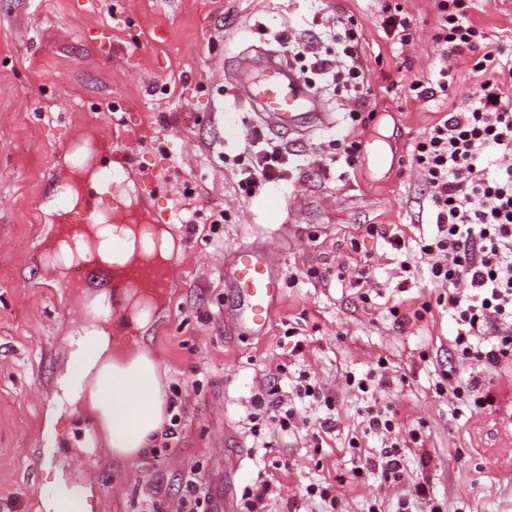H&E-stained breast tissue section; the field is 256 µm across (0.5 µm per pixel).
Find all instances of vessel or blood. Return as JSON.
I'll list each match as a JSON object with an SVG mask.
<instances>
[{
	"label": "vessel or blood",
	"mask_w": 512,
	"mask_h": 512,
	"mask_svg": "<svg viewBox=\"0 0 512 512\" xmlns=\"http://www.w3.org/2000/svg\"><path fill=\"white\" fill-rule=\"evenodd\" d=\"M263 60L265 76L259 80L252 74V57L240 58L236 84L240 96L250 101L265 126L288 134L333 124L332 113L324 111L294 67L273 53L264 54ZM130 164L127 152L115 147L109 163L100 170V182L112 183ZM224 282L236 298L227 313L239 330L252 336L264 334L281 293L279 278L269 262L256 249L240 248L224 268Z\"/></svg>",
	"instance_id": "b4317fda"
}]
</instances>
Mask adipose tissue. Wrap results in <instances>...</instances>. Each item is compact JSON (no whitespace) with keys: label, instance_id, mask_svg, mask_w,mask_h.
<instances>
[{"label":"adipose tissue","instance_id":"1","mask_svg":"<svg viewBox=\"0 0 512 512\" xmlns=\"http://www.w3.org/2000/svg\"><path fill=\"white\" fill-rule=\"evenodd\" d=\"M102 234L95 224L80 232L84 238L101 237L100 263L116 275L128 264L155 255L167 258L174 249L173 238L165 230L154 233L141 226H123V242L117 250ZM58 385L63 399L92 419V446L116 456L138 458L168 418L164 383L154 358L141 349L113 346L93 311L87 315L83 336L69 353Z\"/></svg>","mask_w":512,"mask_h":512}]
</instances>
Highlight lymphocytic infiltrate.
I'll return each mask as SVG.
<instances>
[{"label": "lymphocytic infiltrate", "mask_w": 512, "mask_h": 512, "mask_svg": "<svg viewBox=\"0 0 512 512\" xmlns=\"http://www.w3.org/2000/svg\"><path fill=\"white\" fill-rule=\"evenodd\" d=\"M433 35L439 49L437 69L426 78H409L400 89L415 98L445 102L455 87L459 64L468 62L479 81L467 102L449 105L414 143L412 161L426 188L431 233L420 235L414 248H406L399 235L389 237L403 254L400 270L411 279L427 273L438 294L434 303L446 308L454 324L449 353L477 363L480 371L468 379L441 375L438 396L449 403L468 402L475 408L493 407L500 394L512 391V51L495 42L472 14V0H432ZM291 55L301 61L302 73L317 76L332 86L345 103L352 120L368 111L372 88L366 77L362 33L352 16L338 13L324 38L292 37ZM247 165L239 185L246 195L281 181L288 149L260 131L248 138ZM501 375L497 388L486 386L483 373ZM395 380L385 362L365 376H348L346 384L371 396L365 406L366 431L384 437L380 454L360 459V470L375 474L381 483L401 480L407 454L421 449V469L433 459L424 453L423 428L399 431V412L374 395ZM332 398L308 373H299L291 396L277 387L259 390L252 400L253 422L274 432L308 429L315 447H322L336 428V417L327 412L312 418L306 407L331 406Z\"/></svg>", "instance_id": "f902f5d3"}]
</instances>
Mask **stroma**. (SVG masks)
I'll return each mask as SVG.
<instances>
[{
    "mask_svg": "<svg viewBox=\"0 0 512 512\" xmlns=\"http://www.w3.org/2000/svg\"><path fill=\"white\" fill-rule=\"evenodd\" d=\"M94 2V10L78 11L72 0H0V512H52L34 508L40 488L50 496L82 492L84 512H141L152 486L166 498L163 512H175L178 478L190 467L204 474L213 512H246V487L271 472L279 455L289 471L279 474L261 512H310L298 484L319 479L335 483L341 512H365L366 498L377 494L385 512H397L408 485L354 478L358 457L348 447L363 401L345 377L381 359L407 376L379 397L396 405L405 426L424 424L435 463L431 496L447 512H512V392L480 411L453 410L436 395L441 364L460 379L475 366L449 356L447 313L412 319L435 299V288L421 278L402 281L398 251L365 232L376 224L409 242L431 230L409 161L412 144L440 118L439 106L381 91L399 75L433 72L429 0H406L419 33L401 55L384 37L382 0ZM339 10L363 34L376 116L365 129L341 120L286 137L268 131L290 151L277 188L288 208L271 224L265 192L244 197L238 189L235 158L256 117L235 93L236 63L258 48L283 51L290 33L322 37ZM346 134L365 145L352 169L333 145ZM117 142L139 164L100 187L109 213L151 222L188 202L224 212L216 233L206 222L191 234L172 226L181 261L140 327L114 275L98 269L76 277L44 256L81 164L99 168ZM242 246L262 249L280 276L281 296L261 337L224 320L233 303L224 260ZM367 260L378 290L364 303L353 273ZM102 294L118 311L107 323L113 336L137 341L166 387L180 389L175 438L156 439L135 460L75 452L94 427L54 399L70 340L83 333L85 304ZM395 306L409 323L397 324ZM298 339L304 351L295 357ZM303 371L334 399L336 429L327 445L313 448L302 432L252 435L254 395L270 383L291 391ZM358 439L369 452L381 447L376 435ZM236 461L244 476L234 481Z\"/></svg>",
    "mask_w": 512,
    "mask_h": 512,
    "instance_id": "obj_1",
    "label": "stroma"
}]
</instances>
